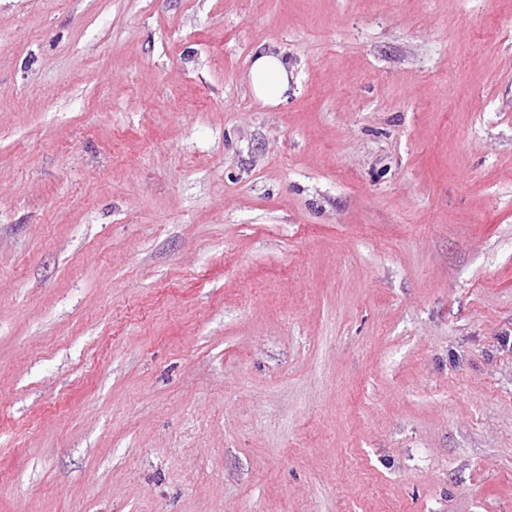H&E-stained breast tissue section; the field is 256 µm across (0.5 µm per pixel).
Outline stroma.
<instances>
[{
	"instance_id": "35a3bbf8",
	"label": "stroma",
	"mask_w": 512,
	"mask_h": 512,
	"mask_svg": "<svg viewBox=\"0 0 512 512\" xmlns=\"http://www.w3.org/2000/svg\"><path fill=\"white\" fill-rule=\"evenodd\" d=\"M0 512H512V0H0ZM294 67L283 52H256L248 70L249 89L263 105L277 106L288 101Z\"/></svg>"
}]
</instances>
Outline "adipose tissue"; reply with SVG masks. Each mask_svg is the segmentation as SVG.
<instances>
[{"label":"adipose tissue","instance_id":"1","mask_svg":"<svg viewBox=\"0 0 512 512\" xmlns=\"http://www.w3.org/2000/svg\"><path fill=\"white\" fill-rule=\"evenodd\" d=\"M292 80L293 68L283 52L264 50L252 56L248 70L249 89L262 104L277 106L285 103Z\"/></svg>","mask_w":512,"mask_h":512}]
</instances>
